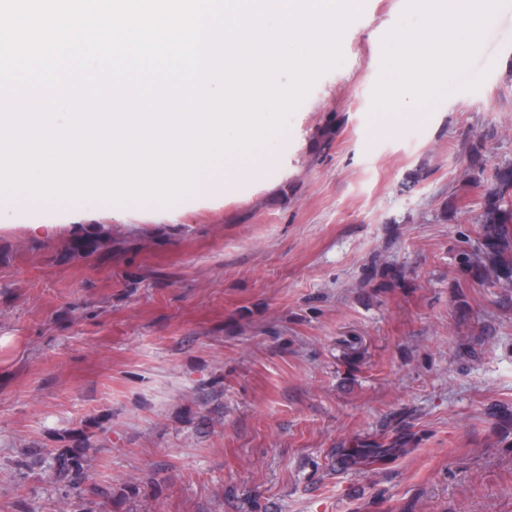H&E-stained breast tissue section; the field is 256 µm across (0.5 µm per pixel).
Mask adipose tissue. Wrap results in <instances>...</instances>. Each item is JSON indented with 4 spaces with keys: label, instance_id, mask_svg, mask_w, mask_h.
I'll return each mask as SVG.
<instances>
[{
    "label": "adipose tissue",
    "instance_id": "1",
    "mask_svg": "<svg viewBox=\"0 0 512 512\" xmlns=\"http://www.w3.org/2000/svg\"><path fill=\"white\" fill-rule=\"evenodd\" d=\"M413 7L428 13L430 26L417 37L404 32L397 34L396 39L403 45L404 53L398 57L396 65L402 70L408 68L412 57L429 49L448 56L455 54L459 43L453 39L452 32L460 16L472 20L470 36L478 38V22L487 9V0H413Z\"/></svg>",
    "mask_w": 512,
    "mask_h": 512
}]
</instances>
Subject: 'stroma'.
Wrapping results in <instances>:
<instances>
[{"label":"stroma","instance_id":"35a3bbf8","mask_svg":"<svg viewBox=\"0 0 512 512\" xmlns=\"http://www.w3.org/2000/svg\"><path fill=\"white\" fill-rule=\"evenodd\" d=\"M426 23L365 0L273 163L209 200L0 199V512H512V289L460 261L472 146L512 160V0L423 81L394 36ZM79 444L68 499L44 462ZM390 100L392 106L399 112H416L420 106L415 93L407 91L399 84L391 87Z\"/></svg>","mask_w":512,"mask_h":512}]
</instances>
